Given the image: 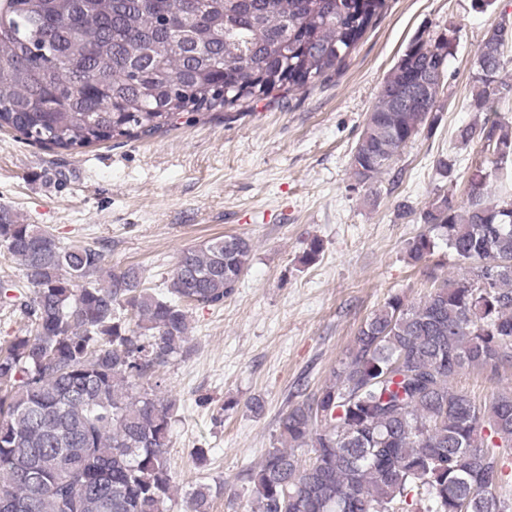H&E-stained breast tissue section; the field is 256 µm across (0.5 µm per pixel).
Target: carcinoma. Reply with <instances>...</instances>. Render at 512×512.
<instances>
[{
  "mask_svg": "<svg viewBox=\"0 0 512 512\" xmlns=\"http://www.w3.org/2000/svg\"><path fill=\"white\" fill-rule=\"evenodd\" d=\"M0 0V129L37 144L85 148L140 139L184 114L249 108L309 89L338 71L386 0ZM192 17L189 33L160 16ZM456 28L416 38L381 84L351 156L352 178L386 174L422 128L433 130L447 82L429 110L401 106L408 82L448 73ZM505 43L487 35L473 63L469 107L512 93L500 78ZM484 159L466 202L445 192L407 242L435 281L425 300L390 296L361 324L332 378L303 388L279 419L285 448L249 468L257 512H512L496 494L500 448H512V386L488 403L453 382L464 370H512V197L491 191L512 157V126L457 130ZM468 264L440 279L438 243ZM30 293L16 301L32 328L0 342V512H173L170 431L175 401L144 381L188 353L187 306L224 304L248 269L250 240L212 238L182 250L166 292L135 265L105 269L104 249L62 245L13 211L0 247ZM196 483L189 512H210Z\"/></svg>",
  "mask_w": 512,
  "mask_h": 512,
  "instance_id": "carcinoma-1",
  "label": "carcinoma"
}]
</instances>
